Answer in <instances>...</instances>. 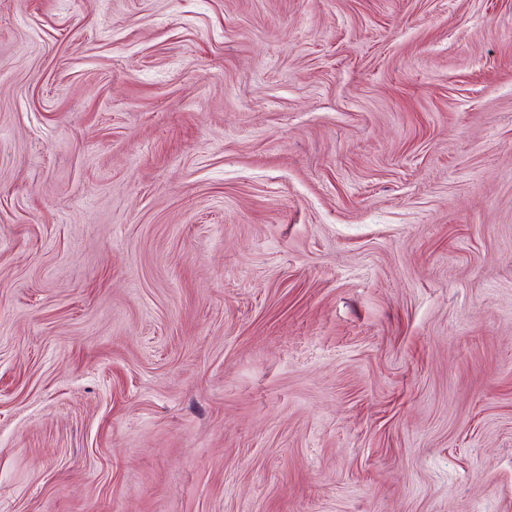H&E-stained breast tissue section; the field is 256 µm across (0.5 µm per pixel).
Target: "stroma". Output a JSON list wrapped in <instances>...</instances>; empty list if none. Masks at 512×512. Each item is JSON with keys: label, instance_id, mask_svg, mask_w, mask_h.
I'll return each mask as SVG.
<instances>
[{"label": "stroma", "instance_id": "obj_1", "mask_svg": "<svg viewBox=\"0 0 512 512\" xmlns=\"http://www.w3.org/2000/svg\"><path fill=\"white\" fill-rule=\"evenodd\" d=\"M0 512H512V0H0Z\"/></svg>", "mask_w": 512, "mask_h": 512}]
</instances>
